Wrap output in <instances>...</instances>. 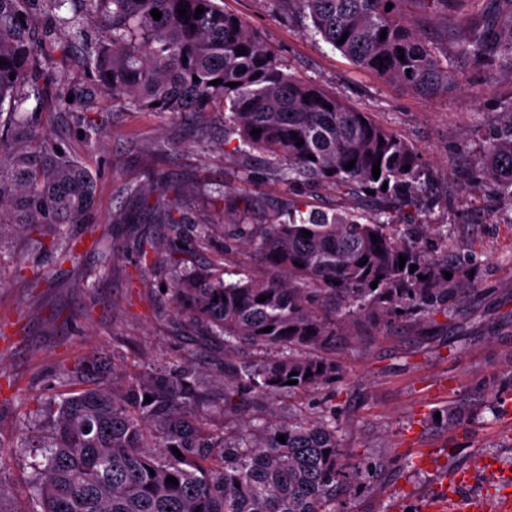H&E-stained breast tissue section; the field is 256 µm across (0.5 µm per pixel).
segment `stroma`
Returning <instances> with one entry per match:
<instances>
[{"label": "stroma", "mask_w": 512, "mask_h": 512, "mask_svg": "<svg viewBox=\"0 0 512 512\" xmlns=\"http://www.w3.org/2000/svg\"><path fill=\"white\" fill-rule=\"evenodd\" d=\"M225 11L258 32L297 78L336 94L424 155L433 180L420 197L421 218L448 228V259L470 270L446 310L352 323L339 337L334 357L344 376L335 391L280 394L223 416L220 366L211 349L186 338L175 318L170 292L158 276L140 270V236L167 242V225L148 221L113 224L119 249L110 263L82 239L75 260L50 259L31 249L26 236L0 237V484L17 502L29 495L34 456L20 449L36 429L41 400L60 389L62 369L105 353L133 373H146L185 359L205 379L216 427L236 435L241 417L279 423L335 412L343 447L365 472L342 498L346 512H420L449 474L471 473L464 493L482 498L498 512L495 474L480 469L491 460L512 475V203L491 182L475 183L479 152L470 139L473 125L490 128L512 104V75L449 58L460 86L445 96L424 98L404 85L355 66L320 37L307 34L287 0H220ZM63 32L42 46L38 81L43 125L60 148L98 176L95 208L110 222L119 208L118 189L146 181L163 170L192 186L187 198L196 218L223 225L228 206L247 190L265 209L287 198L324 211L342 207L339 192L287 187L272 180L266 157L233 154L224 144V114L173 117L133 109L106 94L94 108L101 119L96 136L82 132L85 110L72 100L59 111L63 84L90 78L77 59L65 55ZM223 187L216 196L215 187ZM465 407L461 422L449 411Z\"/></svg>", "instance_id": "stroma-1"}]
</instances>
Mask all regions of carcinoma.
<instances>
[{
  "label": "carcinoma",
  "mask_w": 512,
  "mask_h": 512,
  "mask_svg": "<svg viewBox=\"0 0 512 512\" xmlns=\"http://www.w3.org/2000/svg\"><path fill=\"white\" fill-rule=\"evenodd\" d=\"M38 2L0 0V234L25 233L39 251L65 258L81 243L72 228L97 223L96 176L56 151L39 113L23 108L24 87L40 76V48L52 32L31 21ZM49 2L55 9L79 4L68 25L86 21L103 30L102 40L90 46H62L91 71L93 83L62 90L59 108L69 106V96L91 107L99 91L160 114L201 115L218 105L224 144L237 141L235 153L261 151L277 182L329 185L350 201L329 214L290 200L268 223L253 224L258 201L244 196L223 227L224 251L259 254L267 268L263 276L242 266L238 279L227 282L217 263L179 272L181 262L164 257L163 246L139 242L144 268L168 267L180 328L219 349L224 416L237 414L249 400L336 388L343 371L326 350L348 335L350 322L448 303L467 272L448 263V247L428 246L432 236L447 241L448 230L419 219L428 169L413 145L335 94L290 75L262 37L216 0ZM294 2L300 17L311 20L312 34L421 97L457 87L455 71L445 64L450 52L512 72V0H496L495 20L469 21L463 37L449 27L448 48L422 38L396 8L386 10L397 0ZM417 2L448 16L466 0ZM182 3L184 17L177 13ZM199 6L204 12L196 19ZM153 9L160 19L150 14ZM242 48L246 53L237 54ZM216 79L222 83L211 84ZM254 128L261 133L251 134ZM478 146L480 178L512 199V106L492 132L478 134ZM350 161L354 167L345 168ZM120 196L129 206L113 215V224H136L149 215L177 233L192 225L202 248L213 238L210 225L191 224L181 192L171 189L164 173L148 185H124ZM400 223L412 231L396 233ZM361 259L367 260L363 266ZM268 326L272 330L264 331ZM244 346L263 356L241 358ZM60 379L66 387L60 399L40 405L46 434L24 442L45 449L32 466L27 512H342L336 508L341 494L362 474L341 446L331 413L278 424L245 420L241 436L227 437L205 410L207 392L190 361L131 376L100 355L62 371ZM290 379L296 384H287ZM147 395L152 401L146 403ZM281 435L286 442L278 440ZM175 448L182 457L173 454ZM169 476L178 485L167 483Z\"/></svg>",
  "instance_id": "1"
}]
</instances>
